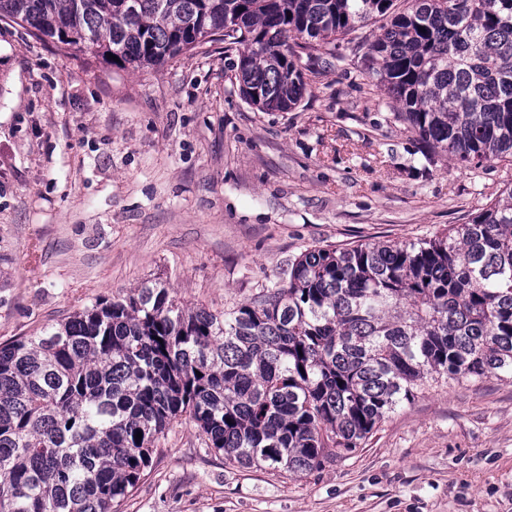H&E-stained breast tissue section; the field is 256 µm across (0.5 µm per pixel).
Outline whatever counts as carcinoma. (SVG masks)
<instances>
[{
    "instance_id": "carcinoma-1",
    "label": "carcinoma",
    "mask_w": 512,
    "mask_h": 512,
    "mask_svg": "<svg viewBox=\"0 0 512 512\" xmlns=\"http://www.w3.org/2000/svg\"><path fill=\"white\" fill-rule=\"evenodd\" d=\"M411 2L0 0V19L139 70L235 25L243 98L287 112L290 38L311 56L388 15L371 61L425 162H512V0ZM443 376L512 381V188L433 239L307 249L230 312L146 283L0 345V512H117L182 417L239 468L317 470Z\"/></svg>"
}]
</instances>
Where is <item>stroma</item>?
I'll list each match as a JSON object with an SVG mask.
<instances>
[{
	"label": "stroma",
	"instance_id": "stroma-1",
	"mask_svg": "<svg viewBox=\"0 0 512 512\" xmlns=\"http://www.w3.org/2000/svg\"><path fill=\"white\" fill-rule=\"evenodd\" d=\"M371 27L303 61L290 112L241 96L236 52L133 71L0 21V344L145 283L231 311L313 246L428 239L503 189L396 119L369 74ZM119 512H512V383L430 382L350 458L240 469L173 423Z\"/></svg>",
	"mask_w": 512,
	"mask_h": 512
}]
</instances>
